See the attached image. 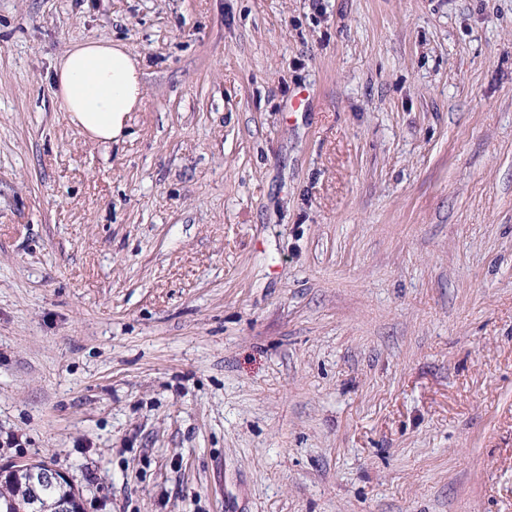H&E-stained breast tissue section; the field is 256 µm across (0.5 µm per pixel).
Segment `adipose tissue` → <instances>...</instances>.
<instances>
[{
    "mask_svg": "<svg viewBox=\"0 0 512 512\" xmlns=\"http://www.w3.org/2000/svg\"><path fill=\"white\" fill-rule=\"evenodd\" d=\"M52 87L70 123L103 143L124 137L128 115L144 97L137 56L109 40L91 39L67 48L54 64Z\"/></svg>",
    "mask_w": 512,
    "mask_h": 512,
    "instance_id": "ef3b65f1",
    "label": "adipose tissue"
}]
</instances>
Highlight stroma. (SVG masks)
<instances>
[{"label": "stroma", "instance_id": "1", "mask_svg": "<svg viewBox=\"0 0 512 512\" xmlns=\"http://www.w3.org/2000/svg\"><path fill=\"white\" fill-rule=\"evenodd\" d=\"M122 43L123 141L52 95ZM85 512H512V0H0V462ZM53 69V93L73 126L96 142L124 137L129 112L144 97L135 54L123 44L91 39L67 48Z\"/></svg>", "mask_w": 512, "mask_h": 512}]
</instances>
